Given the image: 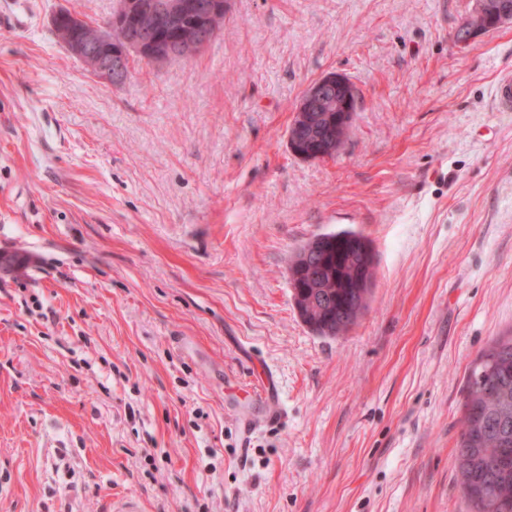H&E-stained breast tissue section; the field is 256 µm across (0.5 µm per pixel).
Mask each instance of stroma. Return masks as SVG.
Here are the masks:
<instances>
[{
  "label": "stroma",
  "instance_id": "1",
  "mask_svg": "<svg viewBox=\"0 0 512 512\" xmlns=\"http://www.w3.org/2000/svg\"><path fill=\"white\" fill-rule=\"evenodd\" d=\"M474 4L229 0L194 59L110 84L51 19L116 0H0V512H470L467 376L512 330V23L458 44ZM334 72L350 137L302 159L288 127ZM341 230L375 277L319 336L288 265ZM254 395L259 404L265 407L268 419H273L283 413L281 391L272 373L268 375L267 381L263 382Z\"/></svg>",
  "mask_w": 512,
  "mask_h": 512
}]
</instances>
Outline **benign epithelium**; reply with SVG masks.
Returning <instances> with one entry per match:
<instances>
[{
	"label": "benign epithelium",
	"instance_id": "7a95c632",
	"mask_svg": "<svg viewBox=\"0 0 512 512\" xmlns=\"http://www.w3.org/2000/svg\"><path fill=\"white\" fill-rule=\"evenodd\" d=\"M228 0H119L117 13L98 31L96 39L83 36L90 23L73 13L58 12L54 27L60 29L62 45L97 78L117 83L125 79L136 62L154 68L167 64L174 40L169 34L179 30L188 15L199 18L198 42L209 36L208 20L227 10ZM348 85L342 74L331 73L311 84L304 92L298 111L309 109L328 93Z\"/></svg>",
	"mask_w": 512,
	"mask_h": 512
}]
</instances>
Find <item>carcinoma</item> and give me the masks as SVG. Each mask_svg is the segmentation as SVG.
I'll return each instance as SVG.
<instances>
[{"label":"carcinoma","mask_w":512,"mask_h":512,"mask_svg":"<svg viewBox=\"0 0 512 512\" xmlns=\"http://www.w3.org/2000/svg\"><path fill=\"white\" fill-rule=\"evenodd\" d=\"M512 0H476L464 20L483 32ZM343 99L332 96L320 112L294 117L288 141L300 152L312 146L334 157L350 132L336 123ZM289 281L300 319L320 336L348 333L367 308V288L357 279L374 278L373 250L364 235L343 230L314 236L289 266ZM456 458L457 478L475 512H512V466L499 465L502 449L512 448V336L496 341L478 357L468 377Z\"/></svg>","instance_id":"1"}]
</instances>
